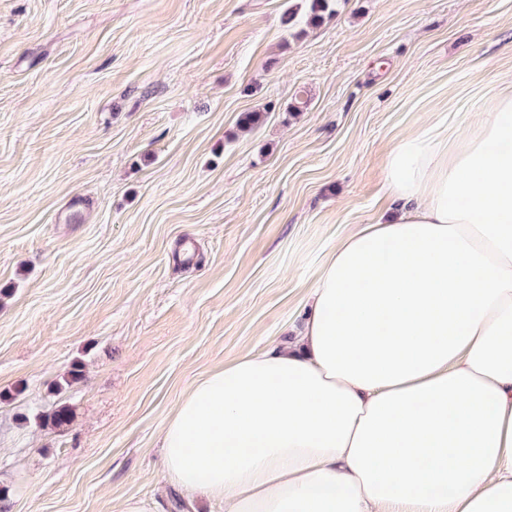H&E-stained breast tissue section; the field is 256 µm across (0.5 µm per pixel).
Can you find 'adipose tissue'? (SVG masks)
Here are the masks:
<instances>
[{"mask_svg": "<svg viewBox=\"0 0 512 512\" xmlns=\"http://www.w3.org/2000/svg\"><path fill=\"white\" fill-rule=\"evenodd\" d=\"M388 220L324 263L294 342L194 382L163 468L224 512H512V85L404 134Z\"/></svg>", "mask_w": 512, "mask_h": 512, "instance_id": "obj_1", "label": "adipose tissue"}]
</instances>
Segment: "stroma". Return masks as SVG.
Returning <instances> with one entry per match:
<instances>
[{"instance_id":"35a3bbf8","label":"stroma","mask_w":512,"mask_h":512,"mask_svg":"<svg viewBox=\"0 0 512 512\" xmlns=\"http://www.w3.org/2000/svg\"><path fill=\"white\" fill-rule=\"evenodd\" d=\"M288 2L0 0L8 512H224L162 470L188 386L294 336L399 135L512 84V0H336L298 38Z\"/></svg>"}]
</instances>
